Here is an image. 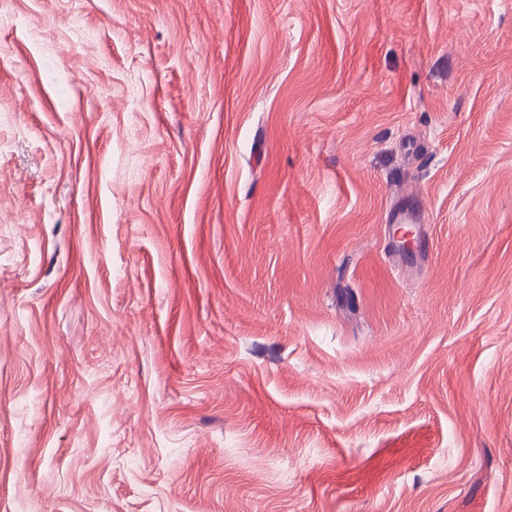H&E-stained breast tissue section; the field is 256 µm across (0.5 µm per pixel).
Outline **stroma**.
Wrapping results in <instances>:
<instances>
[{"mask_svg": "<svg viewBox=\"0 0 512 512\" xmlns=\"http://www.w3.org/2000/svg\"><path fill=\"white\" fill-rule=\"evenodd\" d=\"M0 512H512V0H0Z\"/></svg>", "mask_w": 512, "mask_h": 512, "instance_id": "35a3bbf8", "label": "stroma"}]
</instances>
